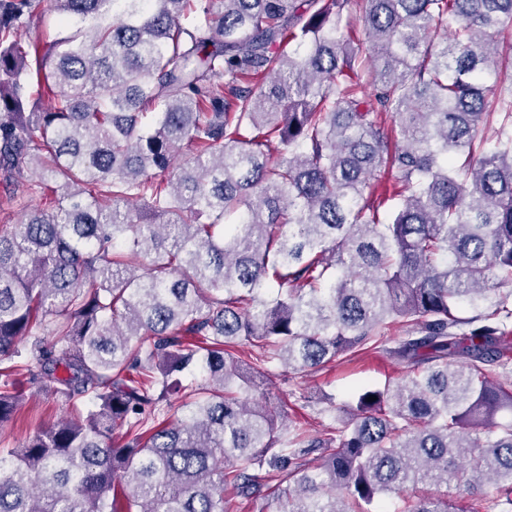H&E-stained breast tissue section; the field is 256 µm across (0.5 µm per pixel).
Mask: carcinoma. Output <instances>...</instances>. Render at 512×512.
I'll use <instances>...</instances> for the list:
<instances>
[{"label":"carcinoma","instance_id":"obj_1","mask_svg":"<svg viewBox=\"0 0 512 512\" xmlns=\"http://www.w3.org/2000/svg\"><path fill=\"white\" fill-rule=\"evenodd\" d=\"M349 2L0 0V424L77 412L0 512H512V0ZM369 348L319 436L259 385ZM65 27L60 25L55 14L47 15L44 19L31 24L25 31V38L28 40H42L45 38L57 37L65 31ZM25 398L13 419L0 427V439L9 446H21L39 428L76 416L61 397L38 391L36 387L27 388Z\"/></svg>","mask_w":512,"mask_h":512}]
</instances>
